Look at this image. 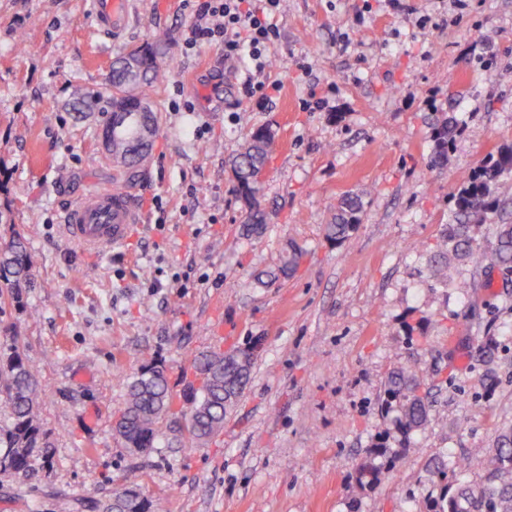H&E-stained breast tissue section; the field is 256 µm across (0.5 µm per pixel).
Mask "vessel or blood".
<instances>
[{
    "instance_id": "b4317fda",
    "label": "vessel or blood",
    "mask_w": 512,
    "mask_h": 512,
    "mask_svg": "<svg viewBox=\"0 0 512 512\" xmlns=\"http://www.w3.org/2000/svg\"><path fill=\"white\" fill-rule=\"evenodd\" d=\"M89 5L104 29L116 33L125 28L129 0H89ZM138 212L131 190L99 189L66 211L64 228L85 251L97 254L125 241L130 225L138 221Z\"/></svg>"
}]
</instances>
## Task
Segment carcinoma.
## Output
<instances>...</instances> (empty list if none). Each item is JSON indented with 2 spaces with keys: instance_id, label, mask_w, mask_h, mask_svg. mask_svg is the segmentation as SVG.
Returning a JSON list of instances; mask_svg holds the SVG:
<instances>
[{
  "instance_id": "obj_1",
  "label": "carcinoma",
  "mask_w": 512,
  "mask_h": 512,
  "mask_svg": "<svg viewBox=\"0 0 512 512\" xmlns=\"http://www.w3.org/2000/svg\"><path fill=\"white\" fill-rule=\"evenodd\" d=\"M127 57L136 61V72L121 68L122 61L112 66V92L107 98L78 94L73 110L85 112L106 103L111 119L121 111L148 109L145 119L154 113L147 105L145 91L156 87L164 74L154 46L141 45L132 49ZM458 122H448L446 114L436 119L433 126L435 151L431 160L434 167L441 166L448 158L449 144ZM103 135L108 137L107 151L122 163L136 164L133 147L128 138L107 125ZM273 141L267 128L259 127L249 135L243 151L233 159L237 180V195L246 207L241 235L246 239H259L266 234L264 213L257 207L256 194L262 181L259 175L266 171ZM512 178V148L504 149L474 171L469 182L454 197L448 225L434 256L437 272L446 282L455 281L457 263H465L475 270L486 262L512 271V224L494 225L492 252L483 250L472 235L473 227L485 224L495 216L506 213L505 201L498 196L503 181ZM362 202L358 198L342 200L333 221L325 225L327 241L340 243L360 223ZM303 250L289 244L278 269L262 272L256 280L262 285H272L286 279L297 269ZM31 256L22 236H16L9 249L0 255V305L6 300L18 301L21 290L30 285ZM192 368L199 377V387L191 386L181 396L169 387L167 367L151 359L141 365L126 380V402L119 416L116 435L129 448H139L148 454L162 435L169 417L179 413L186 419V433L192 442H207L224 429V420L236 407L251 381L254 356L249 348L231 349L227 352H208L193 359ZM417 383L404 368L393 370L387 379L381 412L396 414L399 431L404 436L421 429L429 419V402L416 393ZM38 384L32 367L15 347L0 353V405L8 409L11 426L0 429V454H5V470L27 475L31 460L41 456L43 463L52 464L49 441L42 436L36 422ZM487 471L486 483L472 488L448 481V469L441 461L435 463L434 473L445 481L442 494L426 502V512H512V427L500 433L495 452L484 458ZM359 486L374 484L379 480V468L365 461L356 466ZM121 496V512H152L151 504L136 487L113 491Z\"/></svg>"
}]
</instances>
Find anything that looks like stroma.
Segmentation results:
<instances>
[{"mask_svg":"<svg viewBox=\"0 0 512 512\" xmlns=\"http://www.w3.org/2000/svg\"><path fill=\"white\" fill-rule=\"evenodd\" d=\"M404 4L283 0L264 73L280 90L260 108L238 100L247 62L226 69L219 40L186 45V0H132L119 34L88 0H0V251L23 234L33 279L0 310V348L36 371L53 456L30 477L0 472V512H84L133 483L165 512H419L440 495L442 456L449 479L483 482L474 450L512 426V278L464 266L459 288L430 259L455 194L512 147V0ZM154 40L158 130L129 168L103 149L109 113L71 102L109 94L113 61ZM436 112L460 123L439 168ZM259 127L274 147L255 241L240 234L231 159ZM107 186L134 191L145 222L92 254L64 213ZM348 195L361 222L330 243L323 226ZM289 239L306 250L297 270L261 287ZM247 346L252 380L221 434L190 443L180 419L152 453L125 448L113 427L144 352L179 394L194 353ZM400 365L431 404L407 439L379 408ZM382 438L395 462L361 488L355 467Z\"/></svg>","mask_w":512,"mask_h":512,"instance_id":"1","label":"stroma"}]
</instances>
